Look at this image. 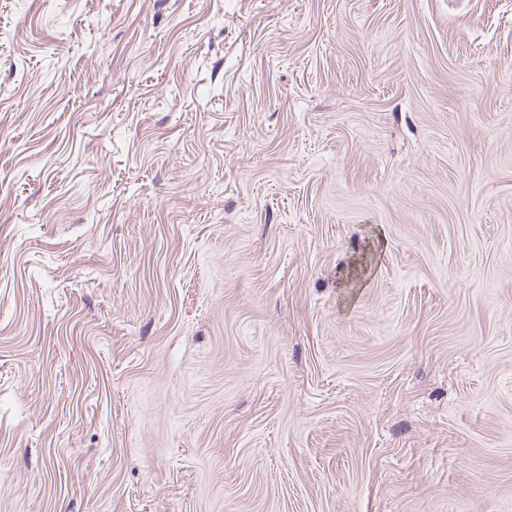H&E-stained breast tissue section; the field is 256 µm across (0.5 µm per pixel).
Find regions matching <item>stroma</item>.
Instances as JSON below:
<instances>
[{"label": "stroma", "mask_w": 512, "mask_h": 512, "mask_svg": "<svg viewBox=\"0 0 512 512\" xmlns=\"http://www.w3.org/2000/svg\"><path fill=\"white\" fill-rule=\"evenodd\" d=\"M0 512H512V0H0Z\"/></svg>", "instance_id": "35a3bbf8"}]
</instances>
